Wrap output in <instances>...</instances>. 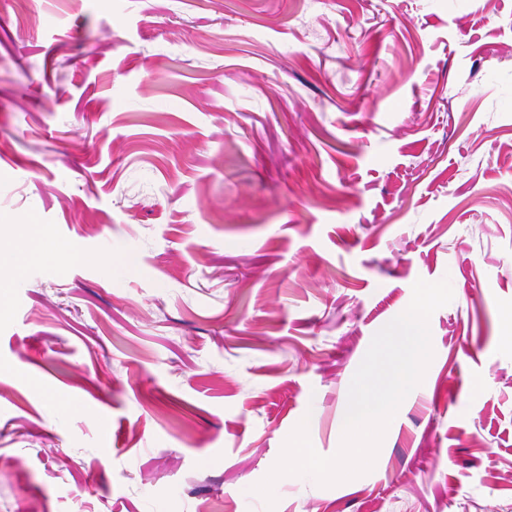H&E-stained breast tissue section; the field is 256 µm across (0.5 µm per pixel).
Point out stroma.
<instances>
[{"instance_id": "stroma-1", "label": "stroma", "mask_w": 512, "mask_h": 512, "mask_svg": "<svg viewBox=\"0 0 512 512\" xmlns=\"http://www.w3.org/2000/svg\"><path fill=\"white\" fill-rule=\"evenodd\" d=\"M0 512H512V0H0ZM367 474L254 490L417 280ZM75 259L74 254L65 251L59 245H53L45 228H36L30 235L29 242L24 250L16 254H1L2 266L11 267L17 272L23 265H31L56 258Z\"/></svg>"}]
</instances>
